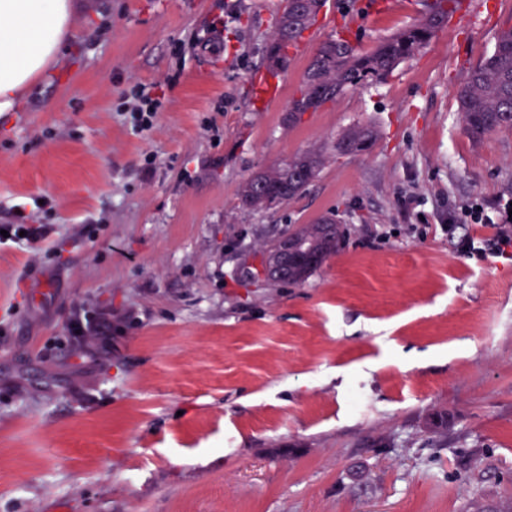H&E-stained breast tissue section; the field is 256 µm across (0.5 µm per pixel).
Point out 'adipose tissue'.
Instances as JSON below:
<instances>
[{"label":"adipose tissue","mask_w":512,"mask_h":512,"mask_svg":"<svg viewBox=\"0 0 512 512\" xmlns=\"http://www.w3.org/2000/svg\"><path fill=\"white\" fill-rule=\"evenodd\" d=\"M74 0H0V112L14 111L60 54Z\"/></svg>","instance_id":"1"}]
</instances>
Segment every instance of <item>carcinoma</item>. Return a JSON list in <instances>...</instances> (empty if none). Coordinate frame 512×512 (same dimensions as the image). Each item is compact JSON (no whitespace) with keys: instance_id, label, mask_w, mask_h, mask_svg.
<instances>
[{"instance_id":"1","label":"carcinoma","mask_w":512,"mask_h":512,"mask_svg":"<svg viewBox=\"0 0 512 512\" xmlns=\"http://www.w3.org/2000/svg\"><path fill=\"white\" fill-rule=\"evenodd\" d=\"M459 2L461 0H428L415 25L382 39L365 55L357 52L347 29L340 28L336 36L320 44L307 65L298 95L288 106V126L299 122L305 113L315 112L335 101L346 89L389 75L448 23ZM326 4L327 0H284L267 46L270 70H280L288 65V48L303 38ZM457 99L462 122L471 137L480 139L496 131L512 132V27L500 30L492 53L464 73ZM375 139L373 128L351 126L336 138L330 151L310 148L251 175L240 193V204L246 209L263 210L268 208V196L274 198L276 204H284L318 177L330 152L345 154L351 149L366 150ZM328 223L334 224L336 219L322 216L315 223L302 224L292 231L314 244L316 252L321 254V261L310 268L290 269L288 275L278 277L276 281L303 283L338 251L344 231L338 226L328 236L323 230ZM450 424L448 413H436L428 420L429 433L435 438H446Z\"/></svg>"}]
</instances>
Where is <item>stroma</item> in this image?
<instances>
[{"label":"stroma","instance_id":"1","mask_svg":"<svg viewBox=\"0 0 512 512\" xmlns=\"http://www.w3.org/2000/svg\"><path fill=\"white\" fill-rule=\"evenodd\" d=\"M328 0L268 77L280 0H78L68 45L0 121V512H512V257L464 255L465 212L512 201V133L473 141L461 75L512 26L468 0L382 81L288 128L319 44L359 53L423 0ZM163 107L133 133L122 96ZM353 124L288 203L254 212L255 171ZM329 215L347 232L305 283L254 278L259 251ZM112 308L107 354L75 311ZM448 411V445L425 417ZM376 139V133L372 127L354 125L345 129L332 145V152L347 154L350 149L359 151L368 149ZM16 224L0 225V243L11 241L14 243L21 242L27 247H36L48 239L52 228L47 224H26V216L19 212L16 215ZM1 230H6L8 237H3ZM20 231H24L23 237L19 236Z\"/></svg>","mask_w":512,"mask_h":512}]
</instances>
